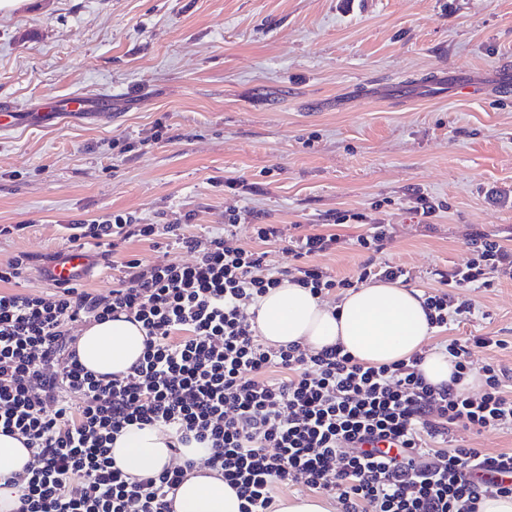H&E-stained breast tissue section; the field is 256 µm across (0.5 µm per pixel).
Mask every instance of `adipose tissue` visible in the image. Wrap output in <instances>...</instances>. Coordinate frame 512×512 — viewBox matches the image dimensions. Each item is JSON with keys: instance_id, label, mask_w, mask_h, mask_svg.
I'll use <instances>...</instances> for the list:
<instances>
[{"instance_id": "obj_1", "label": "adipose tissue", "mask_w": 512, "mask_h": 512, "mask_svg": "<svg viewBox=\"0 0 512 512\" xmlns=\"http://www.w3.org/2000/svg\"><path fill=\"white\" fill-rule=\"evenodd\" d=\"M254 325L268 345L292 343L319 350L342 345L358 363L389 365L422 354L419 370L436 386L450 383L446 355L426 350L432 333L421 292L401 284L367 283L325 306L310 290L290 281L254 305ZM145 335L125 315L87 326L76 344L81 363L98 375H122L139 360ZM170 436L154 427H128L114 442L112 455L133 478L156 473L171 462ZM30 460L23 439L0 433V512H14L22 485H4ZM241 501L223 477L209 470L189 474L178 487L173 512H240Z\"/></svg>"}]
</instances>
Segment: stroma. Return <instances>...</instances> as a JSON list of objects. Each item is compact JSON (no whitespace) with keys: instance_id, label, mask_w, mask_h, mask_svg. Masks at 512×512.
<instances>
[{"instance_id":"1","label":"stroma","mask_w":512,"mask_h":512,"mask_svg":"<svg viewBox=\"0 0 512 512\" xmlns=\"http://www.w3.org/2000/svg\"><path fill=\"white\" fill-rule=\"evenodd\" d=\"M506 60L512 0H29L0 12V105L28 114L0 129V225L22 228L0 264L27 254L18 289L49 295L38 271L69 224L121 214L205 237L236 211L247 248L257 224L334 229L347 245L314 263L339 278L365 260L352 239L388 225L380 261L436 287L474 231L512 237V98L432 80ZM75 94L111 95V116L37 117ZM454 295L475 313L427 350L456 339L512 377V278Z\"/></svg>"}]
</instances>
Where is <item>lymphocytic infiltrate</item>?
Returning a JSON list of instances; mask_svg holds the SVG:
<instances>
[{
    "instance_id": "1",
    "label": "lymphocytic infiltrate",
    "mask_w": 512,
    "mask_h": 512,
    "mask_svg": "<svg viewBox=\"0 0 512 512\" xmlns=\"http://www.w3.org/2000/svg\"><path fill=\"white\" fill-rule=\"evenodd\" d=\"M239 222L229 215L204 238L119 215L69 225L72 246L102 261L131 241L161 237L195 255L187 264L121 262L105 297L77 280L49 296L9 290L25 268L22 254L0 268V431L23 437L31 455L15 512H173L195 462L130 478L111 448L132 425L168 432L177 455L208 449L209 469L237 490L241 512H272L276 490L297 484L332 495L339 512H477L482 498L512 496V452L448 445L458 428L512 429L505 369L474 367L453 340L445 346L452 382L435 386L418 369L420 355L365 366L336 345L273 347L243 313L288 278L319 297L358 282H407L403 266L376 260L387 226L356 238L368 258L352 279L312 263L342 246L340 234L290 237L293 264L277 267L269 253L282 240L277 225H254L257 245L244 248L231 243ZM471 247L465 266L423 294L432 327L444 331L471 314L454 289L512 275V246L500 236L475 233ZM120 314L140 323L143 355L126 374L94 375L70 351L68 327ZM475 370L484 382L477 396L458 386Z\"/></svg>"
}]
</instances>
